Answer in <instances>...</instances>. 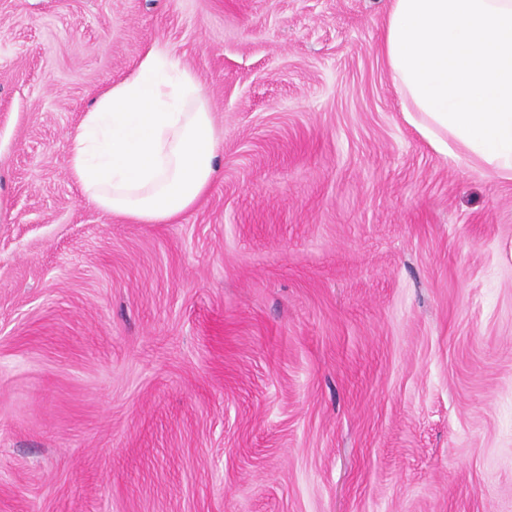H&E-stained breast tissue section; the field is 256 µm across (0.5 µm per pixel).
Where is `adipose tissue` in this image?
I'll list each match as a JSON object with an SVG mask.
<instances>
[{"label": "adipose tissue", "instance_id": "ef3b65f1", "mask_svg": "<svg viewBox=\"0 0 512 512\" xmlns=\"http://www.w3.org/2000/svg\"><path fill=\"white\" fill-rule=\"evenodd\" d=\"M382 54L408 123L512 181V0H390ZM218 142L197 76L156 45L84 112L69 169L104 214L163 224L216 179Z\"/></svg>", "mask_w": 512, "mask_h": 512}]
</instances>
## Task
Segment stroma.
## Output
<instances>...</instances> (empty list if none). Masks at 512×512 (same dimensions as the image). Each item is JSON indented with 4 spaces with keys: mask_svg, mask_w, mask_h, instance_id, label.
I'll list each match as a JSON object with an SVG mask.
<instances>
[{
    "mask_svg": "<svg viewBox=\"0 0 512 512\" xmlns=\"http://www.w3.org/2000/svg\"><path fill=\"white\" fill-rule=\"evenodd\" d=\"M388 0H0V512H512V181L438 153ZM221 171L133 224L70 136L153 45Z\"/></svg>",
    "mask_w": 512,
    "mask_h": 512,
    "instance_id": "obj_1",
    "label": "stroma"
}]
</instances>
